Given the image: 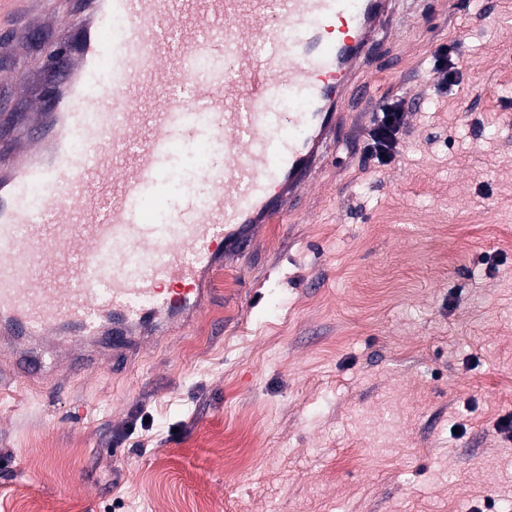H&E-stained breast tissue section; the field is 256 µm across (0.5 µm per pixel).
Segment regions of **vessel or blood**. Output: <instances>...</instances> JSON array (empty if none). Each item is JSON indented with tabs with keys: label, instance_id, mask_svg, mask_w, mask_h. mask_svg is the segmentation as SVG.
Segmentation results:
<instances>
[{
	"label": "vessel or blood",
	"instance_id": "vessel-or-blood-1",
	"mask_svg": "<svg viewBox=\"0 0 512 512\" xmlns=\"http://www.w3.org/2000/svg\"><path fill=\"white\" fill-rule=\"evenodd\" d=\"M79 45L56 51L0 157V388L69 372L189 321L254 224H284L393 0H71ZM204 151L194 180L185 148Z\"/></svg>",
	"mask_w": 512,
	"mask_h": 512
}]
</instances>
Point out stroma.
I'll use <instances>...</instances> for the list:
<instances>
[{
	"label": "stroma",
	"instance_id": "stroma-1",
	"mask_svg": "<svg viewBox=\"0 0 512 512\" xmlns=\"http://www.w3.org/2000/svg\"><path fill=\"white\" fill-rule=\"evenodd\" d=\"M400 9L349 105L346 165L226 257L187 328L121 372L0 396V512H512V0ZM71 41L16 42L32 92ZM409 88L399 156L368 165L372 107ZM139 412L151 429L113 447ZM433 71L437 76V88L446 90L447 88L459 85L458 68L453 57L448 53V48H441L433 57Z\"/></svg>",
	"mask_w": 512,
	"mask_h": 512
}]
</instances>
